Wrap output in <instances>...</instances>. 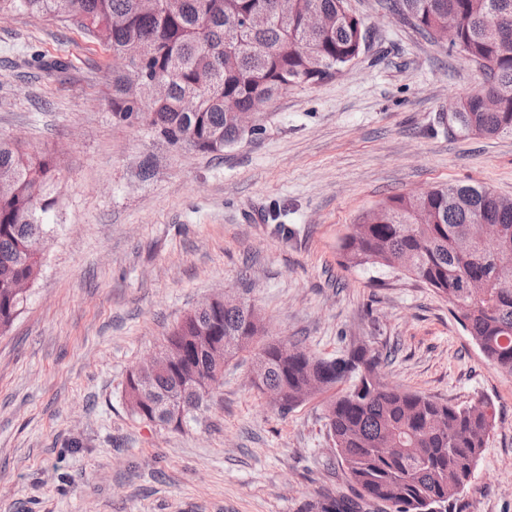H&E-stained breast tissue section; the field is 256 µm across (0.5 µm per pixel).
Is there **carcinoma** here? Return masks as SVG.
<instances>
[{
    "mask_svg": "<svg viewBox=\"0 0 512 512\" xmlns=\"http://www.w3.org/2000/svg\"><path fill=\"white\" fill-rule=\"evenodd\" d=\"M346 0H293L286 17L275 0H156L145 12L140 0H0V14L23 11L34 17L71 22L112 52V109L119 121L135 112L171 144L192 141L206 153L234 143L239 131L224 101L258 112L290 86L329 79L360 54L363 23L350 20ZM389 9L424 36L436 35L448 17L463 20L454 45L483 67V84L454 106L451 134L494 138L512 135V0H389ZM270 20L251 27L252 14ZM312 10L333 23L321 32L305 26ZM142 56L126 58L129 45ZM139 85L142 98L130 103L126 86ZM57 162L20 142L0 140V333L20 314L26 297L15 292L33 283L41 257L44 215L56 199L49 192ZM499 224L503 234L487 238L483 225ZM350 267L406 272L448 300L462 326L488 361L512 375V205L488 188L455 184L431 191L421 202L393 195L354 225L343 245ZM224 341V360L243 352L265 361V384L288 385L287 411L307 397L350 380L326 404L328 434L362 500L389 512H450L474 478L494 428L491 404L440 403L419 392L385 383L380 361L361 347L334 359L315 356L292 343L253 347L264 332L254 305L195 308L169 333L164 349L180 357L179 367L150 382L147 409L153 423L167 428L171 414L188 419L208 406L223 379L210 376L202 330ZM439 416L445 428H430ZM358 504L333 497L320 512H358Z\"/></svg>",
    "mask_w": 512,
    "mask_h": 512,
    "instance_id": "cac0c4a2",
    "label": "carcinoma"
}]
</instances>
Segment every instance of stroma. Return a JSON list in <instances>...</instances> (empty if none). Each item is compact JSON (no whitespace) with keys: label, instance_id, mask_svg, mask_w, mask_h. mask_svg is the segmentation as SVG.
Masks as SVG:
<instances>
[{"label":"stroma","instance_id":"1","mask_svg":"<svg viewBox=\"0 0 512 512\" xmlns=\"http://www.w3.org/2000/svg\"><path fill=\"white\" fill-rule=\"evenodd\" d=\"M385 2L347 0L361 54L282 91L218 154L118 122L112 58L74 27L0 16V139L60 158L40 274L0 334V512H318L354 498L328 394L281 411L248 362L226 364L181 430L132 415L128 372L227 292L260 310L265 341L328 358L360 346L390 384L492 403L454 512H512V375L432 288L342 264L344 238L389 196L468 183L512 198V135H453L438 119L482 71ZM54 58L66 69L44 68Z\"/></svg>","mask_w":512,"mask_h":512}]
</instances>
